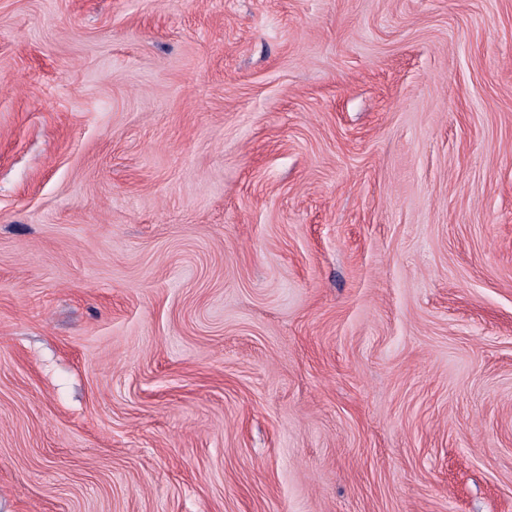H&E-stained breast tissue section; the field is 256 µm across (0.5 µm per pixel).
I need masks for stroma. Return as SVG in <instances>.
Instances as JSON below:
<instances>
[{"label": "stroma", "instance_id": "stroma-1", "mask_svg": "<svg viewBox=\"0 0 512 512\" xmlns=\"http://www.w3.org/2000/svg\"><path fill=\"white\" fill-rule=\"evenodd\" d=\"M0 512H512V0H0Z\"/></svg>", "mask_w": 512, "mask_h": 512}]
</instances>
